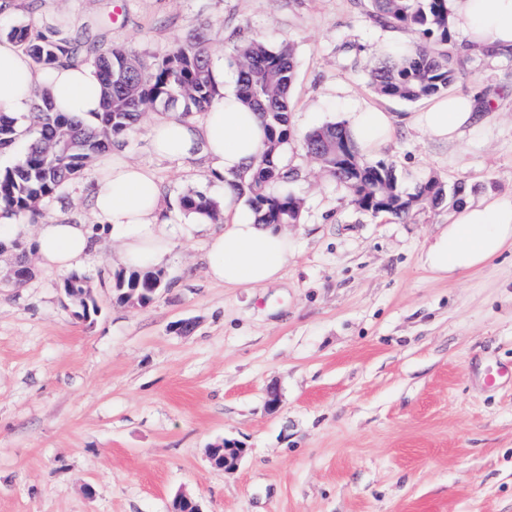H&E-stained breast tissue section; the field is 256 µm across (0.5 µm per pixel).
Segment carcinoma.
I'll return each mask as SVG.
<instances>
[{
    "mask_svg": "<svg viewBox=\"0 0 512 512\" xmlns=\"http://www.w3.org/2000/svg\"><path fill=\"white\" fill-rule=\"evenodd\" d=\"M372 2L370 18L377 25L409 29L420 39L413 54L399 60L387 58L370 70L375 90L408 102L447 92L460 66L459 57L448 49L452 34L447 0ZM11 37L41 67L63 59L90 62L104 94L103 112L88 121L53 112L46 94L36 91L29 118L32 128L25 129L32 136L19 161L0 173V207L17 217L39 216L44 202L80 175L94 156L133 131L142 114L178 104L185 115L205 112L215 94L210 55L201 39L178 44L160 62L148 63L121 48L104 50L79 34L60 31L48 37L21 26L12 29ZM232 65L240 100L259 113L267 130L259 157L232 176V185L238 198L248 202L257 223L297 224L301 201L286 190H272V185H286L297 177L296 169L280 164L293 137L289 95L296 66L294 46L290 42L271 46L263 40H247L235 46ZM19 136L16 120L0 115V150L16 144ZM303 149L345 187L351 204L374 216L403 219L415 209L460 200L462 188L457 186L448 193L434 177L420 183L412 193L404 191L392 165L362 160L342 122L328 123L306 134ZM180 204L185 211H203L213 218L219 211L216 201L199 193L183 195ZM166 288L159 271L150 267L119 273L114 282L120 300L131 297L141 307L152 304Z\"/></svg>",
    "mask_w": 512,
    "mask_h": 512,
    "instance_id": "obj_1",
    "label": "carcinoma"
}]
</instances>
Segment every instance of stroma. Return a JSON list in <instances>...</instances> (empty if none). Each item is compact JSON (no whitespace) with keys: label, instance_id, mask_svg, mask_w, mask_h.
<instances>
[{"label":"stroma","instance_id":"1","mask_svg":"<svg viewBox=\"0 0 512 512\" xmlns=\"http://www.w3.org/2000/svg\"><path fill=\"white\" fill-rule=\"evenodd\" d=\"M369 0H23L0 30L85 32L102 47L167 55L199 36L227 61L236 38L294 44V135L287 189L302 203L288 225L295 257L265 288H227L206 275L203 235L174 240L167 289L134 308L112 290L117 242L82 266L99 314L78 319L61 273L6 275L0 252V512H168L186 490L204 512H512V251L441 279L424 266L448 224L445 205L406 220L349 204L306 155L309 131L343 121L352 101L406 115L422 102L378 94L369 71L390 35ZM451 86L491 109L485 128L437 143L399 126L375 153L414 191L434 177L473 200L512 193V56H462ZM145 113L121 139L153 171L171 223L195 191L224 199L201 162L153 154L161 120ZM87 169L42 220L94 221ZM189 321L190 333L177 331ZM276 387L277 409L267 405ZM241 448L236 469L208 448Z\"/></svg>","mask_w":512,"mask_h":512}]
</instances>
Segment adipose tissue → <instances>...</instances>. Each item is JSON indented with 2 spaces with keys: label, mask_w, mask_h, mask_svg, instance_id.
I'll list each match as a JSON object with an SVG mask.
<instances>
[{
  "label": "adipose tissue",
  "mask_w": 512,
  "mask_h": 512,
  "mask_svg": "<svg viewBox=\"0 0 512 512\" xmlns=\"http://www.w3.org/2000/svg\"><path fill=\"white\" fill-rule=\"evenodd\" d=\"M451 29L467 42L493 55L512 54V0H448ZM217 94L202 119L179 117L156 123L150 132L154 153L188 160L203 159L211 176L228 177L244 169L260 153L264 128L255 112L224 85V64L212 63ZM44 90L54 111L93 118L102 109V88L94 69L77 62L36 65L12 42L0 41V114L24 120L31 111L34 89ZM485 121L474 95L447 94L429 100L406 122L431 140L455 143ZM395 113L364 101L350 105L346 128L359 154L371 156L393 136ZM97 187L90 202L95 223L38 224L32 245L38 263L68 272L83 264L101 239L120 243L122 262L130 267L163 263L173 238L207 232V275L227 288H263L281 279L295 254L281 225L256 223L232 186L224 188L228 220L218 229L197 214L169 223L153 172L125 160L120 149L99 156ZM512 247V196H486L479 203L463 201L447 227L425 247L427 269L444 278L491 263Z\"/></svg>",
  "instance_id": "1"
}]
</instances>
